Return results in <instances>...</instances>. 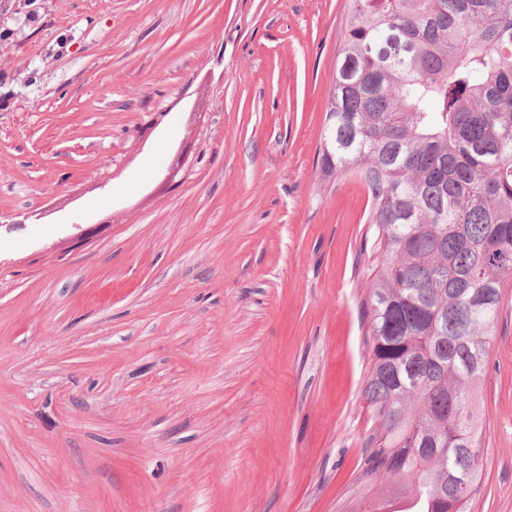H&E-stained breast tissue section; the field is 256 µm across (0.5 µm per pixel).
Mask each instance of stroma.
Segmentation results:
<instances>
[{
    "label": "stroma",
    "mask_w": 512,
    "mask_h": 512,
    "mask_svg": "<svg viewBox=\"0 0 512 512\" xmlns=\"http://www.w3.org/2000/svg\"><path fill=\"white\" fill-rule=\"evenodd\" d=\"M344 0H0V512H339L370 202L320 177ZM512 512V288L479 386Z\"/></svg>",
    "instance_id": "35a3bbf8"
}]
</instances>
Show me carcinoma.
<instances>
[{"mask_svg": "<svg viewBox=\"0 0 512 512\" xmlns=\"http://www.w3.org/2000/svg\"><path fill=\"white\" fill-rule=\"evenodd\" d=\"M325 179L357 175L373 433L350 512H467L477 388L512 286V0H345Z\"/></svg>", "mask_w": 512, "mask_h": 512, "instance_id": "obj_1", "label": "carcinoma"}]
</instances>
